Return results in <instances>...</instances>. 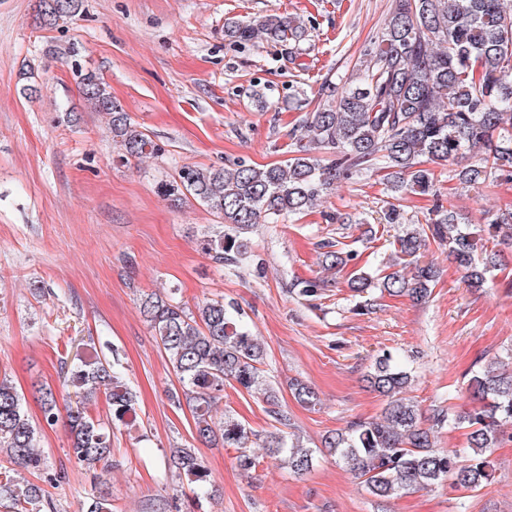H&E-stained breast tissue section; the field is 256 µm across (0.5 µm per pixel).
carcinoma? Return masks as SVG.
<instances>
[{
  "label": "carcinoma",
  "mask_w": 512,
  "mask_h": 512,
  "mask_svg": "<svg viewBox=\"0 0 512 512\" xmlns=\"http://www.w3.org/2000/svg\"><path fill=\"white\" fill-rule=\"evenodd\" d=\"M82 5L83 0H41L36 20L51 27L78 13ZM305 34L300 18L291 16L224 24V36L238 44L262 37L274 43L297 42ZM365 55L369 61L354 79L340 88L322 85L325 103L297 128L300 138L331 151L334 158L329 162L305 152L262 167L236 162L187 168L179 180L161 186L164 196L187 193L221 216L224 231L200 242L214 263L224 266L248 259L254 225L313 208L340 178L386 169V188L396 200L410 194L439 197V180L431 165L441 162L455 163L452 179L472 190L512 175V0H395L382 32L370 39ZM78 84L86 105L106 115L122 157L153 151L146 134L112 100L102 78L81 72ZM384 221L405 228L394 241L389 272L382 277L361 269L353 272L349 287L358 295L378 287L390 296L427 299L436 270L419 264L418 254L429 236L448 248V257L471 288L485 287L487 274L499 262L496 247L512 245L509 209L489 220L491 249L462 228L465 217L460 212L442 204L427 212L424 228L407 221L393 203ZM324 247L322 264L328 270L344 268L354 259L339 240ZM140 313L181 385L196 439L218 440L236 449L238 468L249 472L256 466L251 444L257 434L233 417L215 421L212 407L224 383L234 382L248 392L263 391L271 405L270 416L288 425V411L263 380L264 344L241 323L235 306L222 299L206 301L193 313L171 296L147 294L141 298ZM74 376L80 392L76 406L67 410L68 455L88 471H104L112 456L111 435L103 422L87 413L86 405L103 392L112 419L133 423L136 395L110 361L99 356L80 360ZM367 382L388 398L382 418L354 421L330 433L324 447L362 480L372 496L389 499L402 490L429 488L450 477L458 487L472 490L489 479L487 452L495 447L500 427L512 423L511 371L493 361L470 378L469 390L479 405L455 418V424L468 428L469 455L463 463L433 449L432 428L424 426L418 405L402 396L411 375L391 354L381 356ZM36 393L44 421L49 426L56 423V393L49 386L38 387ZM262 448L294 473L313 466L314 451L279 432L267 434ZM2 451L27 468L44 465L36 426L5 378L0 380ZM170 461L189 485L206 490L209 473L194 449L173 448ZM2 498L20 512L51 507L42 487L30 483L20 487L7 475L0 478Z\"/></svg>",
  "instance_id": "1"
}]
</instances>
